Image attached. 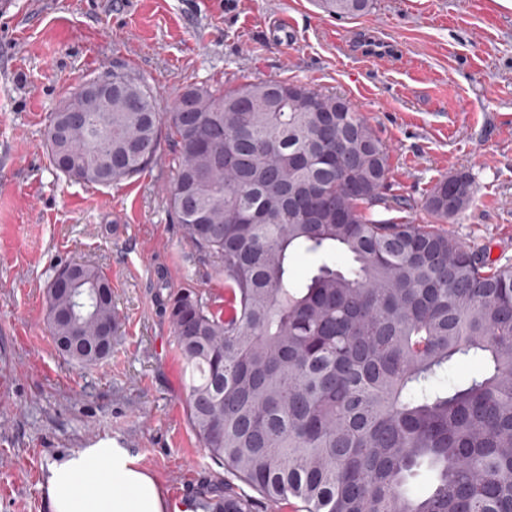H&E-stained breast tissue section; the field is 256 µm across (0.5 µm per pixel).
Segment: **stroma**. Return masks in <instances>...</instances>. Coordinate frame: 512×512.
Returning a JSON list of instances; mask_svg holds the SVG:
<instances>
[{"label":"stroma","instance_id":"stroma-1","mask_svg":"<svg viewBox=\"0 0 512 512\" xmlns=\"http://www.w3.org/2000/svg\"><path fill=\"white\" fill-rule=\"evenodd\" d=\"M294 24L278 33L280 16ZM390 58L359 60L365 34ZM127 64L171 112L178 92L268 79L349 100L389 147L377 219L430 223L424 199L461 171L469 208L447 223L461 242L512 266V7L499 0H374L363 17L314 0H7L0 6V512H49L53 463L101 443L157 481L168 512L211 497L216 465L192 433L161 296L193 287L216 301L224 278L172 223L170 147L140 176L90 186L49 163L45 126L83 81ZM91 263L119 314L112 353L81 367L46 322L53 267Z\"/></svg>","mask_w":512,"mask_h":512}]
</instances>
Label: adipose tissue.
I'll list each match as a JSON object with an SVG mask.
<instances>
[{
    "label": "adipose tissue",
    "mask_w": 512,
    "mask_h": 512,
    "mask_svg": "<svg viewBox=\"0 0 512 512\" xmlns=\"http://www.w3.org/2000/svg\"><path fill=\"white\" fill-rule=\"evenodd\" d=\"M46 496L50 512H166L154 478L108 443L54 465Z\"/></svg>",
    "instance_id": "obj_1"
}]
</instances>
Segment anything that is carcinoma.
<instances>
[{"label": "carcinoma", "mask_w": 512, "mask_h": 512, "mask_svg": "<svg viewBox=\"0 0 512 512\" xmlns=\"http://www.w3.org/2000/svg\"><path fill=\"white\" fill-rule=\"evenodd\" d=\"M355 19L373 0H317ZM286 79L224 92L188 85L167 118L173 220L224 275V305L195 288L167 297L185 375L189 425L218 467L261 499L304 512H512V269L477 256L438 228L473 202L456 172L424 200L432 223L375 219L389 208L387 145L344 98ZM314 99L308 112L303 98ZM162 118L146 79L112 67V97L78 121L50 114L51 165L87 185L132 178L157 162ZM351 260L342 267L336 252ZM314 258L288 280L291 257ZM69 265L46 287L57 340H87L119 317L112 286L92 264L73 292ZM100 363L93 347L65 351ZM478 358L485 370L445 390L434 380ZM429 489L411 482L421 466ZM228 483L204 512H255Z\"/></svg>", "instance_id": "obj_1"}]
</instances>
